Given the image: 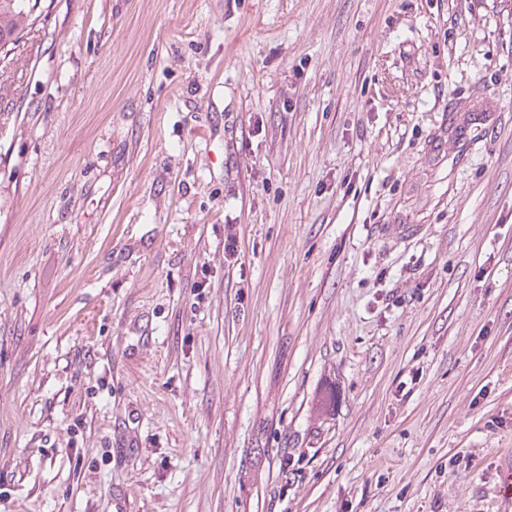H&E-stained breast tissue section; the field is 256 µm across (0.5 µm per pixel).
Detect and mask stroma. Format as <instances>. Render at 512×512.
I'll list each match as a JSON object with an SVG mask.
<instances>
[{
	"mask_svg": "<svg viewBox=\"0 0 512 512\" xmlns=\"http://www.w3.org/2000/svg\"><path fill=\"white\" fill-rule=\"evenodd\" d=\"M506 448L512 0H53L0 75V512H496Z\"/></svg>",
	"mask_w": 512,
	"mask_h": 512,
	"instance_id": "35a3bbf8",
	"label": "stroma"
}]
</instances>
